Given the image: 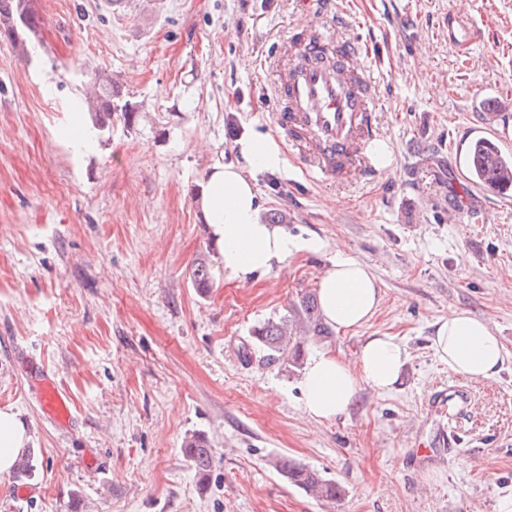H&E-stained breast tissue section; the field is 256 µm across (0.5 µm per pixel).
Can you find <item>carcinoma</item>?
Returning a JSON list of instances; mask_svg holds the SVG:
<instances>
[{"mask_svg":"<svg viewBox=\"0 0 512 512\" xmlns=\"http://www.w3.org/2000/svg\"><path fill=\"white\" fill-rule=\"evenodd\" d=\"M40 19L29 6V0H0V35L11 34L10 44L21 55L28 53L31 38L39 32ZM95 95L88 104L99 128L112 122V79L99 76L94 84ZM512 167V156L502 152L494 143L478 149L476 160L469 166L468 179L486 186L496 173ZM190 281L196 290L205 294L212 287L211 273L206 259L199 258L192 265ZM302 329L315 337L328 333L322 321L317 296L303 295L292 305L289 314L274 320L269 319L251 331L252 346L262 351L263 360L269 365H278L294 370L301 366L304 338L293 335ZM183 450L196 471L205 478L210 471L213 450L209 440L201 433L186 437ZM274 467L289 484L304 490L309 495L326 501H334L341 495L340 487L323 479L320 474L294 459L281 457L274 461ZM37 470V455L32 448L27 449L17 459L14 478L30 480Z\"/></svg>","mask_w":512,"mask_h":512,"instance_id":"carcinoma-1","label":"carcinoma"}]
</instances>
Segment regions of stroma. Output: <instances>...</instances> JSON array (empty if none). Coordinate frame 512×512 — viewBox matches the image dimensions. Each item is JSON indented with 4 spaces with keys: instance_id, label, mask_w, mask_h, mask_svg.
I'll return each instance as SVG.
<instances>
[{
    "instance_id": "obj_1",
    "label": "stroma",
    "mask_w": 512,
    "mask_h": 512,
    "mask_svg": "<svg viewBox=\"0 0 512 512\" xmlns=\"http://www.w3.org/2000/svg\"><path fill=\"white\" fill-rule=\"evenodd\" d=\"M30 58L0 39V409L26 423L38 471L29 498L0 476V512H497L512 495V202L467 179L464 141L485 98L512 153V0H474L484 38L448 42L456 0H31ZM367 43L391 165L368 183L316 181L294 164L249 169L261 219L315 239L266 274L227 277L195 203L242 140L273 135V73L260 58L302 29ZM112 77L119 110L94 126L81 104ZM382 289L368 324L308 342L355 362L397 337L407 363L348 413L302 415L301 371L244 359L251 329L287 314L336 252ZM207 259L199 294L192 263ZM484 319L500 372L448 369L432 339L449 309ZM45 368L70 398L59 428L30 383ZM462 390L438 414L435 400ZM213 448L207 478L183 453ZM297 460L336 482L319 501L273 467Z\"/></svg>"
}]
</instances>
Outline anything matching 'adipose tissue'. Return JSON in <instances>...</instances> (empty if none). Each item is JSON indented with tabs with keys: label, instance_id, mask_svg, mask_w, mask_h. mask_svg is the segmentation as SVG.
Segmentation results:
<instances>
[{
	"label": "adipose tissue",
	"instance_id": "obj_1",
	"mask_svg": "<svg viewBox=\"0 0 512 512\" xmlns=\"http://www.w3.org/2000/svg\"><path fill=\"white\" fill-rule=\"evenodd\" d=\"M197 203L213 239L221 246L224 272L247 278L268 272L303 251L319 249L314 239L288 235L279 226L261 223L255 184L243 168L217 164L208 173ZM318 301L325 323L350 331L372 320L382 293L369 266L336 256L319 281ZM438 359L468 378H489L500 369L505 349L488 323L470 312L452 308L433 338ZM407 354L395 337H366L355 363L325 350L308 362L302 380L301 411L323 421L346 413L361 386L378 393L394 389ZM29 441L27 427L17 413L0 409V475L9 474Z\"/></svg>",
	"mask_w": 512,
	"mask_h": 512
}]
</instances>
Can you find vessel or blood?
Listing matches in <instances>:
<instances>
[{
  "label": "vessel or blood",
  "mask_w": 512,
  "mask_h": 512,
  "mask_svg": "<svg viewBox=\"0 0 512 512\" xmlns=\"http://www.w3.org/2000/svg\"><path fill=\"white\" fill-rule=\"evenodd\" d=\"M481 34L470 10L449 15L448 39L456 46L470 47ZM367 53L360 40L319 30L302 32L283 45L275 65L273 126L287 142L290 158L314 179L343 176L356 182L377 172V97L363 61ZM31 382L44 414L55 425L68 426L69 398L57 382L39 371Z\"/></svg>",
  "instance_id": "vessel-or-blood-1"
}]
</instances>
